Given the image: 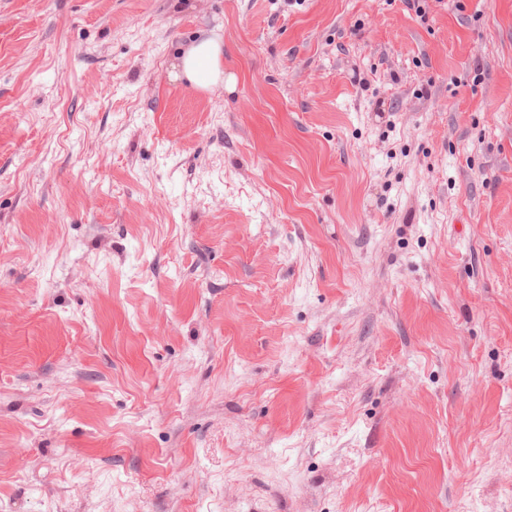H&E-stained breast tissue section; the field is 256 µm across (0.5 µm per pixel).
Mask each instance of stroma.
I'll list each match as a JSON object with an SVG mask.
<instances>
[{"label":"stroma","instance_id":"35a3bbf8","mask_svg":"<svg viewBox=\"0 0 512 512\" xmlns=\"http://www.w3.org/2000/svg\"><path fill=\"white\" fill-rule=\"evenodd\" d=\"M0 512H512V0H0ZM181 73L202 88L224 79V43L210 38L192 46L181 59Z\"/></svg>","mask_w":512,"mask_h":512}]
</instances>
